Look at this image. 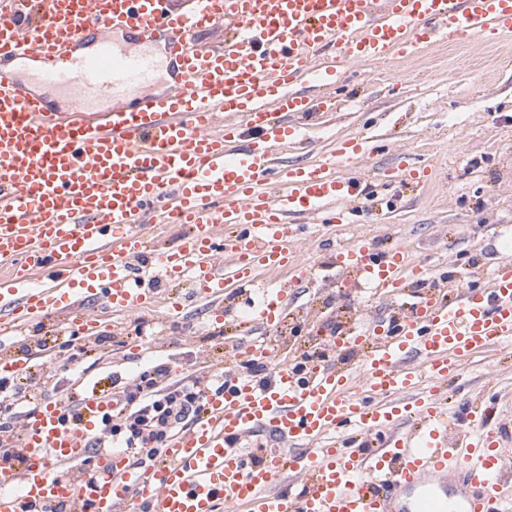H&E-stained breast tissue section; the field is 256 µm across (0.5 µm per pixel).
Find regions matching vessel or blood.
<instances>
[{"label":"vessel or blood","mask_w":512,"mask_h":512,"mask_svg":"<svg viewBox=\"0 0 512 512\" xmlns=\"http://www.w3.org/2000/svg\"><path fill=\"white\" fill-rule=\"evenodd\" d=\"M220 25L223 42L201 39ZM506 31L512 0H0V61L38 62L40 83L72 93L51 111L0 68V335L81 300L134 316L162 303L178 318L157 276L190 278L213 304L230 283L259 291L253 322L281 324L314 270L288 215L344 224L365 194L348 172L369 156L363 139L312 164L280 163L305 120L338 109L336 86L359 62ZM118 32L163 43L164 63L120 48ZM161 65L168 89L134 97ZM90 95L104 101L103 120ZM426 177L407 162L382 173L388 185ZM160 225L180 227L176 245L156 243ZM332 262L384 302L428 282L399 243L381 250L359 237ZM262 269L291 278L271 288ZM455 281V293L333 337L336 352L361 353L354 369L320 360L299 373L273 348L239 343L233 361L264 364L267 377H225L147 466L104 449L90 476L75 475L106 404L75 395L70 427L63 405L43 399L20 418V464L0 465V512L86 502L91 512H507L512 463L487 427L493 403L452 408L440 388L466 359L512 341V262ZM30 362L1 357L0 377Z\"/></svg>","instance_id":"obj_1"}]
</instances>
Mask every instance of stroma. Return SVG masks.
<instances>
[{
    "instance_id": "1",
    "label": "stroma",
    "mask_w": 512,
    "mask_h": 512,
    "mask_svg": "<svg viewBox=\"0 0 512 512\" xmlns=\"http://www.w3.org/2000/svg\"><path fill=\"white\" fill-rule=\"evenodd\" d=\"M357 70L356 104L321 116L304 131L307 146H290L282 161L312 163L329 156L337 140L362 136L373 147L369 166L392 168L405 159L428 168L429 177L413 189L373 186L352 223L311 224L305 246L316 267L314 280L295 289L280 327L256 330L288 359H301L331 326L359 322L356 305L369 298L367 289L347 287L341 271L325 263L327 242L343 245L362 236L382 250L400 242L436 275L456 260L490 267L512 255V33L495 41L439 42ZM224 308L221 325L209 321L201 302L173 321L154 310L135 321L83 301L78 314L101 320L98 333L105 341L96 353L80 354L83 337L53 315L0 338V353L29 352L48 396L79 377L107 390L112 374L126 378L158 363L204 380L230 366L232 345L241 337L235 320L247 312L245 300L225 293ZM47 330L57 332L60 346H42ZM148 334L154 345L136 358L131 347ZM490 384L498 401L489 427L502 431L512 449V349L471 357L449 381L447 395L474 400Z\"/></svg>"
}]
</instances>
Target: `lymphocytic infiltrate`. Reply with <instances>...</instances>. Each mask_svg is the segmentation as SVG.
<instances>
[{
  "mask_svg": "<svg viewBox=\"0 0 512 512\" xmlns=\"http://www.w3.org/2000/svg\"><path fill=\"white\" fill-rule=\"evenodd\" d=\"M40 374L32 372L10 382H0V461L20 460V428L13 409L18 401L40 394ZM118 410L103 413L92 439L93 449L107 446L133 454H153L169 440L178 425L200 414L206 405L199 379L177 376L160 363L141 370L112 394Z\"/></svg>",
  "mask_w": 512,
  "mask_h": 512,
  "instance_id": "f902f5d3",
  "label": "lymphocytic infiltrate"
}]
</instances>
